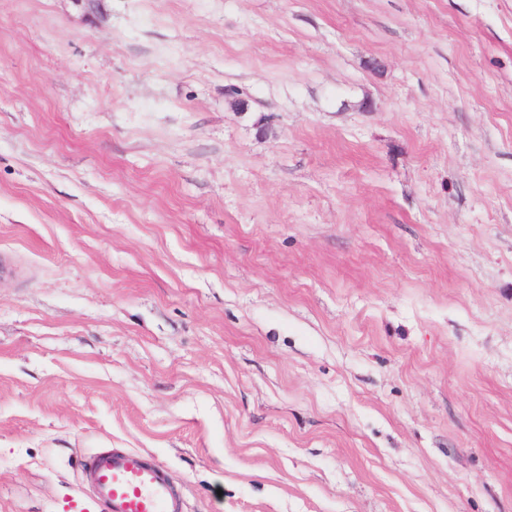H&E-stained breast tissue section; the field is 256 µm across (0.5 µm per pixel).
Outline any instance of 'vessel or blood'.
I'll use <instances>...</instances> for the list:
<instances>
[{
  "label": "vessel or blood",
  "mask_w": 512,
  "mask_h": 512,
  "mask_svg": "<svg viewBox=\"0 0 512 512\" xmlns=\"http://www.w3.org/2000/svg\"><path fill=\"white\" fill-rule=\"evenodd\" d=\"M82 478L102 512H184L178 482L141 452L98 449L86 459Z\"/></svg>",
  "instance_id": "vessel-or-blood-1"
}]
</instances>
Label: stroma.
Returning <instances> with one entry per match:
<instances>
[{
	"instance_id": "stroma-1",
	"label": "stroma",
	"mask_w": 512,
	"mask_h": 512,
	"mask_svg": "<svg viewBox=\"0 0 512 512\" xmlns=\"http://www.w3.org/2000/svg\"><path fill=\"white\" fill-rule=\"evenodd\" d=\"M99 448L512 512V0H0V512Z\"/></svg>"
}]
</instances>
